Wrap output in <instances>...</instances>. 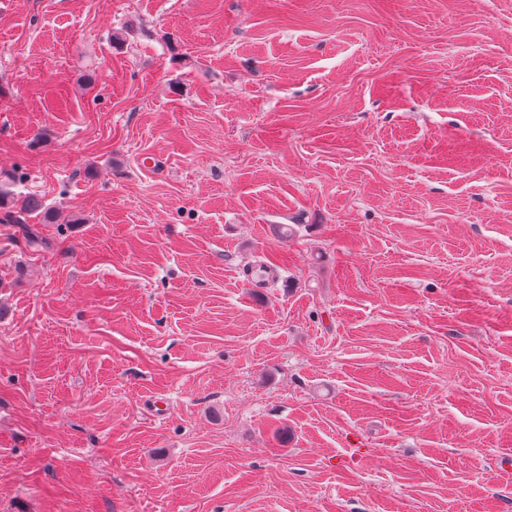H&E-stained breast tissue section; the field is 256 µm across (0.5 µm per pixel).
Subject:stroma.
Returning <instances> with one entry per match:
<instances>
[{"label":"stroma","instance_id":"1","mask_svg":"<svg viewBox=\"0 0 512 512\" xmlns=\"http://www.w3.org/2000/svg\"><path fill=\"white\" fill-rule=\"evenodd\" d=\"M0 174V512H512V0H0ZM14 183V182H13ZM0 180V223L29 224V218L37 214L42 224H54L56 215L53 209L46 207L35 197H24L20 201L12 184Z\"/></svg>","mask_w":512,"mask_h":512}]
</instances>
